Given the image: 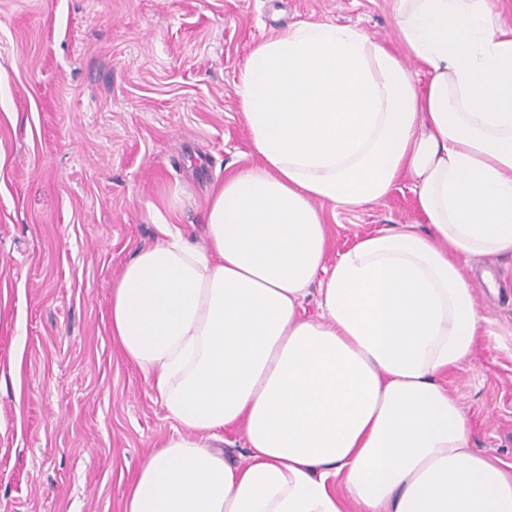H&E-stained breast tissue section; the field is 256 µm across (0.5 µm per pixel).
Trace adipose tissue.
I'll return each mask as SVG.
<instances>
[{
    "label": "adipose tissue",
    "mask_w": 512,
    "mask_h": 512,
    "mask_svg": "<svg viewBox=\"0 0 512 512\" xmlns=\"http://www.w3.org/2000/svg\"><path fill=\"white\" fill-rule=\"evenodd\" d=\"M392 11L424 90L357 27L257 43L236 90L256 164L213 190L204 245L163 225L115 279L111 336L176 424L125 512H512L441 381L481 335L464 261L512 253V27L487 0ZM405 178L428 234L386 226L328 263L320 203Z\"/></svg>",
    "instance_id": "1"
}]
</instances>
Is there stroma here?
Wrapping results in <instances>:
<instances>
[{"instance_id":"stroma-1","label":"stroma","mask_w":512,"mask_h":512,"mask_svg":"<svg viewBox=\"0 0 512 512\" xmlns=\"http://www.w3.org/2000/svg\"><path fill=\"white\" fill-rule=\"evenodd\" d=\"M357 26L396 53L391 0H0V512H123L175 432L110 332L112 283L160 225L203 241L209 195L251 166L236 85L289 25ZM330 255L427 233L410 181L323 209ZM484 336L443 381L470 446L512 464V255L472 260Z\"/></svg>"}]
</instances>
